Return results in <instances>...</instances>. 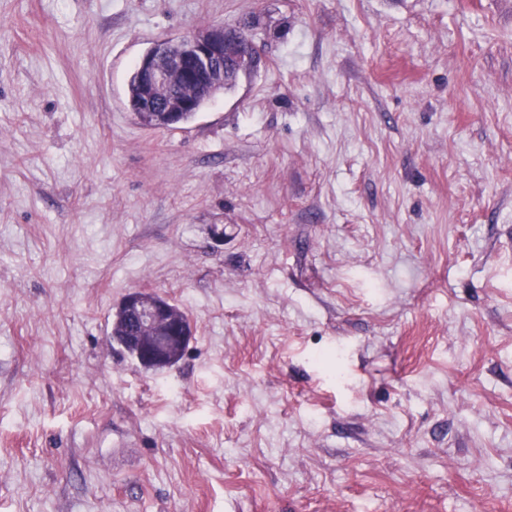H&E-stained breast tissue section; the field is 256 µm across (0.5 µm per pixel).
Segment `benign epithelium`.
<instances>
[{
  "instance_id": "benign-epithelium-1",
  "label": "benign epithelium",
  "mask_w": 512,
  "mask_h": 512,
  "mask_svg": "<svg viewBox=\"0 0 512 512\" xmlns=\"http://www.w3.org/2000/svg\"><path fill=\"white\" fill-rule=\"evenodd\" d=\"M229 56L252 70L262 63L260 45L253 42L244 53L237 52L231 29L213 25L190 36L154 43L137 61L133 74L139 84L140 120L147 122L156 112L172 117L200 111L204 98L215 99L224 92V61ZM132 330V342L142 351L137 361L146 368L165 365L169 343L189 341L182 330L162 325L168 301L142 292L129 293L123 300Z\"/></svg>"
}]
</instances>
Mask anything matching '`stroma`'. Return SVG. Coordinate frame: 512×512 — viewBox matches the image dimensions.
<instances>
[{
	"label": "stroma",
	"instance_id": "35a3bbf8",
	"mask_svg": "<svg viewBox=\"0 0 512 512\" xmlns=\"http://www.w3.org/2000/svg\"><path fill=\"white\" fill-rule=\"evenodd\" d=\"M136 290L173 368L110 342ZM0 512H512V0H0ZM232 29L213 25L190 36L154 43L133 70L141 95L140 121L164 112L172 117L170 128L179 127L175 116L180 112H199L202 99L211 101L235 87L240 76L232 66L226 67L224 82L228 56L236 55L242 65L257 69L262 63L261 46L253 40L245 53H237ZM122 303L126 307L133 335L131 336L129 330L126 312L119 306L112 317V340L132 356L134 347L127 338L130 336L132 342L137 344L142 351V355L137 358V361L146 368L164 370L166 368H157L167 367L165 360L169 367L176 365L183 357L190 336H187L178 327L165 328L162 325V319L166 315L168 305L169 314L190 331L191 326L184 312L176 305L168 304V301L162 297L146 295L139 291L129 293ZM172 333L173 335H171ZM173 339H177L185 345H172L166 355L168 345Z\"/></svg>",
	"mask_w": 512,
	"mask_h": 512
}]
</instances>
